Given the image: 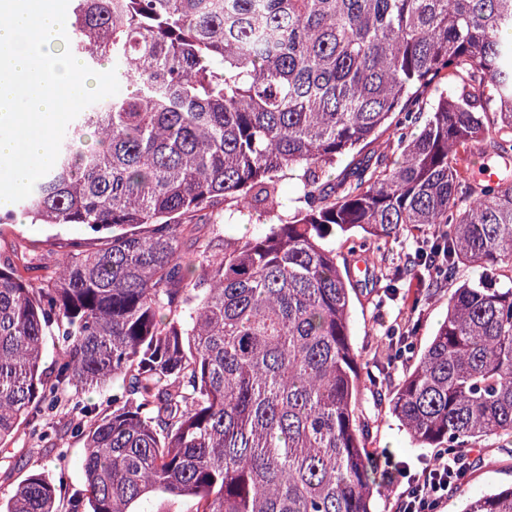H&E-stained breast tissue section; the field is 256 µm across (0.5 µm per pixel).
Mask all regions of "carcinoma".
Masks as SVG:
<instances>
[{"label":"carcinoma","mask_w":512,"mask_h":512,"mask_svg":"<svg viewBox=\"0 0 512 512\" xmlns=\"http://www.w3.org/2000/svg\"><path fill=\"white\" fill-rule=\"evenodd\" d=\"M65 30L126 91L0 210L98 241L53 265L0 256V444L77 437L85 484L61 511L33 470L0 512H374L381 398L331 245L352 232V256L413 237L397 277L456 285L391 414L420 448L512 443V0H69ZM478 150L495 179L474 177ZM198 215L267 228L188 255ZM118 379L106 407L81 399ZM462 512H512V486ZM194 509V501L191 499L171 501L157 497L151 498L138 507V510L144 512H161L160 510H165L164 512H194Z\"/></svg>","instance_id":"cac0c4a2"}]
</instances>
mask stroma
<instances>
[{
    "mask_svg": "<svg viewBox=\"0 0 512 512\" xmlns=\"http://www.w3.org/2000/svg\"><path fill=\"white\" fill-rule=\"evenodd\" d=\"M74 241L81 242L88 250L97 246L92 236L77 227L33 224L25 219L0 225V254L26 249L58 258L69 251ZM420 286L427 289L428 300L416 308L411 305V290L404 281L399 282L391 295L381 300L360 282L356 283L352 294L351 341L365 358L374 361L380 350L389 348L390 329L396 328L409 335L412 356L398 360V372L387 377L385 389L389 392L395 390L403 371L413 367L415 357L420 356L448 312L451 290L447 285L434 288L424 280ZM366 445L380 458L388 473L387 479L375 491L374 510L391 512L409 478L432 460L434 451L415 445L385 409L375 415ZM83 452V442L76 438L67 437L56 447L44 448L25 432H18L0 446V502H7L21 480L34 469L62 477V496H70L82 489ZM479 454V461L459 492L443 501L440 512H462L471 497L512 485V458L502 453L496 440L482 442Z\"/></svg>",
    "mask_w": 512,
    "mask_h": 512,
    "instance_id": "35a3bbf8",
    "label": "stroma"
}]
</instances>
